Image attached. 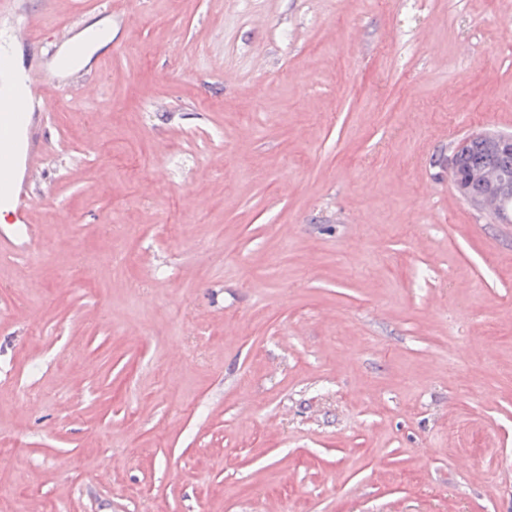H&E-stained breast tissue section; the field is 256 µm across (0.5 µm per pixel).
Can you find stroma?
<instances>
[{"label": "stroma", "mask_w": 512, "mask_h": 512, "mask_svg": "<svg viewBox=\"0 0 512 512\" xmlns=\"http://www.w3.org/2000/svg\"><path fill=\"white\" fill-rule=\"evenodd\" d=\"M25 2L112 43L0 223V512H512V0ZM477 140L482 141L492 154H512L511 134L483 132L465 138L455 147L450 160L451 174L456 178V189L465 201L481 209H490L500 223L511 224L512 180H503L486 168H464V163L470 152L475 161H483L485 158L483 149ZM473 182L485 185L486 193L483 198L472 196L467 192L468 185Z\"/></svg>", "instance_id": "1"}]
</instances>
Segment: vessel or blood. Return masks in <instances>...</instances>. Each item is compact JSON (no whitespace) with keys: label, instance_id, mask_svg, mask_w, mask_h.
Wrapping results in <instances>:
<instances>
[{"label":"vessel or blood","instance_id":"b4317fda","mask_svg":"<svg viewBox=\"0 0 512 512\" xmlns=\"http://www.w3.org/2000/svg\"><path fill=\"white\" fill-rule=\"evenodd\" d=\"M0 16L13 18L27 34L24 0H0ZM62 84L52 73L0 83V210L12 223L31 225L34 189L42 176L45 115L53 111Z\"/></svg>","mask_w":512,"mask_h":512}]
</instances>
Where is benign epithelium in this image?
<instances>
[{
    "instance_id": "benign-epithelium-1",
    "label": "benign epithelium",
    "mask_w": 512,
    "mask_h": 512,
    "mask_svg": "<svg viewBox=\"0 0 512 512\" xmlns=\"http://www.w3.org/2000/svg\"><path fill=\"white\" fill-rule=\"evenodd\" d=\"M483 142L496 155L512 154V135L483 132L462 140L454 149L450 170L460 197L475 207L491 210L502 224L512 223V180H503L494 172L481 167L466 168L470 144Z\"/></svg>"
}]
</instances>
